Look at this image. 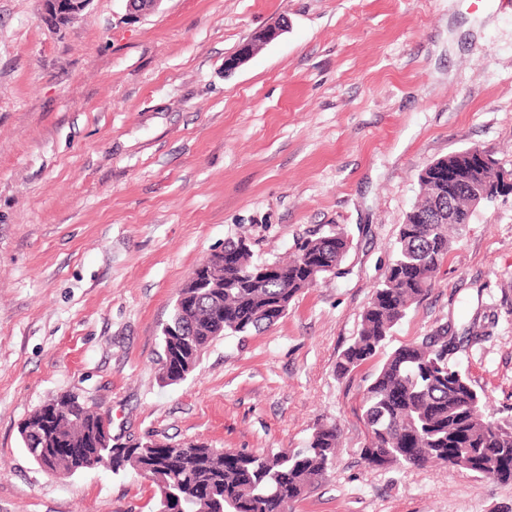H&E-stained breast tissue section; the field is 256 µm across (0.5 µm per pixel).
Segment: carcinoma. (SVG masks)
Returning <instances> with one entry per match:
<instances>
[{"label": "carcinoma", "mask_w": 512, "mask_h": 512, "mask_svg": "<svg viewBox=\"0 0 512 512\" xmlns=\"http://www.w3.org/2000/svg\"><path fill=\"white\" fill-rule=\"evenodd\" d=\"M420 197L400 225L393 261L376 286L362 314L361 329L340 354L337 373L344 375L383 353L393 329L418 304L432 285L451 248L452 232L472 218L470 198L455 197V222L444 219L448 190L419 174ZM348 249L344 232L336 231L305 241L287 260L257 262L249 245L229 242L224 251L231 264L218 267L207 260L188 279L162 331L161 378L177 383L196 368L209 344L224 334L246 335L279 321L315 266L332 271ZM455 337L442 327L420 341L402 345L385 359L364 389L361 415L369 442L361 449L368 464L455 467L453 455L463 447L474 456L469 473L512 483V420L486 412V401L468 377L450 361ZM69 418L58 424L70 442L54 451L51 471L77 472V459L96 456L95 466L118 474L135 471L154 454L164 456L180 497L181 512H287L329 470L338 447L336 424L317 425L305 448L273 454L219 451L199 443L159 448L94 442L97 413L73 396L55 399ZM25 448L37 462L52 445L38 431H20Z\"/></svg>", "instance_id": "cac0c4a2"}]
</instances>
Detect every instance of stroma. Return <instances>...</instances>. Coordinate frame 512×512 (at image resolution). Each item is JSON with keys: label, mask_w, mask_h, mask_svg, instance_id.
Here are the masks:
<instances>
[{"label": "stroma", "mask_w": 512, "mask_h": 512, "mask_svg": "<svg viewBox=\"0 0 512 512\" xmlns=\"http://www.w3.org/2000/svg\"><path fill=\"white\" fill-rule=\"evenodd\" d=\"M0 0V512H152L154 485L104 467L53 475L19 424L75 394L134 444L220 451L340 442L288 512H512V484L360 455L370 360L336 362L394 257L429 163L477 147L512 171V11L499 0H89L67 26ZM280 37L232 75L258 29ZM343 231L342 263L286 315L226 334L186 380L159 377L184 283L227 241L256 260ZM490 409L512 415V194L479 206L394 329L439 326Z\"/></svg>", "instance_id": "1"}]
</instances>
